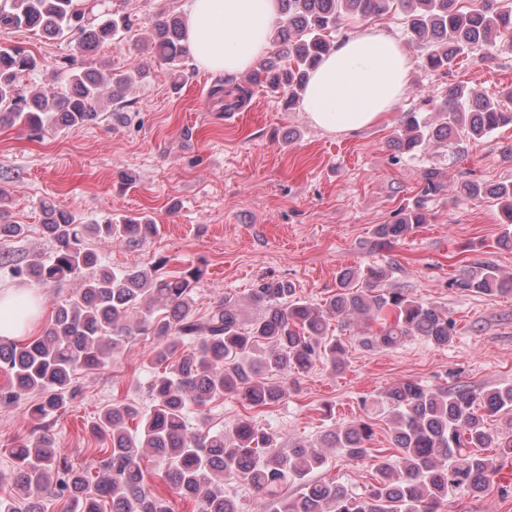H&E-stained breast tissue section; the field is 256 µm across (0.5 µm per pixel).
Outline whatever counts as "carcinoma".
I'll return each instance as SVG.
<instances>
[{
	"mask_svg": "<svg viewBox=\"0 0 512 512\" xmlns=\"http://www.w3.org/2000/svg\"><path fill=\"white\" fill-rule=\"evenodd\" d=\"M282 19L270 34L276 50L261 56L249 80L263 83L275 95L295 104L310 73L335 47L332 33L352 19L363 21L400 11L412 40L422 49V62L446 72L465 53L484 49L512 51V0H280ZM25 28L49 40L67 43L71 54L59 62V80L50 90L21 88L24 74L38 60L19 45L0 44V127L21 126L39 135L53 129L79 130L95 121L108 105L119 104L142 73L105 72L78 63L104 44H120L133 25L106 0H0V32ZM154 54L173 73L189 59L184 20L168 13L156 21L147 40ZM248 90L216 83L210 96L233 107ZM424 105L439 116L408 112L392 142L403 156L433 144L448 157L462 155L470 140L512 125V109L496 97L477 95L455 85ZM455 190L472 200L498 201L503 224H512V182L487 185L466 181L451 185L440 172L422 173L412 205L402 207L390 224L375 229V245L385 247L414 233L427 222L424 205ZM0 192V241L25 233L12 220ZM43 229L53 254L10 268L20 283L76 288L57 306L54 318L39 335L24 342L0 341V372L9 381L0 403L23 393L40 400L29 411L36 434L12 450L14 468L0 474L11 492L0 495V512H47L53 498L66 497L74 512H171L164 496L146 481L143 459L151 452L164 464L161 479L196 512H241L227 494L224 481L234 478L261 495L263 512H441L452 494L486 490L498 461L512 457V435L501 437L491 417H512V384L491 390L466 385L424 386L400 381L378 400L388 413L391 441L397 450L390 463L377 465L374 483L363 493L313 475L328 463L321 449L297 444L284 448V434L239 417L229 430L191 422L190 407L202 409L224 397L248 408L278 405L302 376L321 364L334 373L346 366L348 345L329 332V321L357 317L365 322L358 341L368 350H393L409 337L446 346L456 336L448 311L420 298L386 287L383 267L345 268L337 273L336 293L316 305L297 297L288 280L261 278L250 300L258 315L247 319L239 304L225 297L205 317H194L193 294L200 269L180 276H153L132 266L121 271L99 264L87 247L91 237L137 247L159 233L151 219L108 216L99 223L78 224L51 202L42 204ZM448 287L488 296L512 292V277L480 259L465 266ZM132 336H151L149 392L151 408L134 401H115L92 424V432L108 438L98 462L77 469L62 458L46 419L72 400V381L79 369L95 370L122 352ZM136 424L130 428V424ZM373 424L362 418L324 437L325 447L338 448L350 461L371 452ZM498 453L489 455L486 449ZM299 486L296 496L288 487Z\"/></svg>",
	"mask_w": 512,
	"mask_h": 512,
	"instance_id": "obj_1",
	"label": "carcinoma"
}]
</instances>
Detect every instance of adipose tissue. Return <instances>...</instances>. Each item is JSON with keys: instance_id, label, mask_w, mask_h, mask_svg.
<instances>
[{"instance_id": "adipose-tissue-1", "label": "adipose tissue", "mask_w": 512, "mask_h": 512, "mask_svg": "<svg viewBox=\"0 0 512 512\" xmlns=\"http://www.w3.org/2000/svg\"><path fill=\"white\" fill-rule=\"evenodd\" d=\"M279 0H187L186 39L200 67L227 75L247 71L270 47ZM410 59L397 40L365 30L337 43L311 75L302 100L307 117L331 133L380 122L408 90ZM42 311L39 289H0V337L27 335Z\"/></svg>"}]
</instances>
